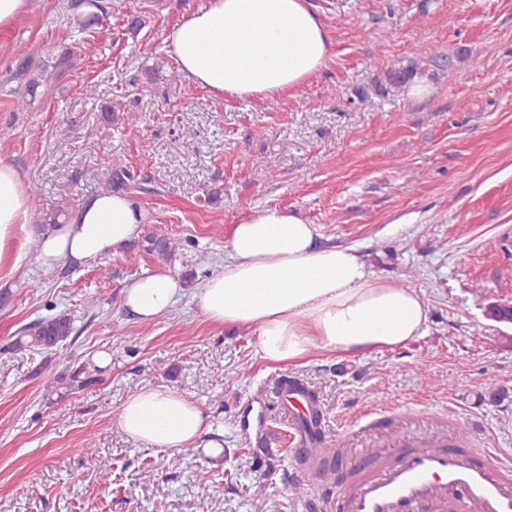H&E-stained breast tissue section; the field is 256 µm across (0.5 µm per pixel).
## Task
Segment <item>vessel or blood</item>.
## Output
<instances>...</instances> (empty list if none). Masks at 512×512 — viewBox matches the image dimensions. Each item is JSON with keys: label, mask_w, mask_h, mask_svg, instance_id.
<instances>
[{"label": "vessel or blood", "mask_w": 512, "mask_h": 512, "mask_svg": "<svg viewBox=\"0 0 512 512\" xmlns=\"http://www.w3.org/2000/svg\"><path fill=\"white\" fill-rule=\"evenodd\" d=\"M280 414L289 433L290 478H315L324 490L303 502L305 512H419L420 506L435 512H512V463L495 450L480 446L460 447L457 439L437 437L428 441L416 435L402 436L391 448L376 452L371 469L323 470L333 456L325 431L314 418L310 387L298 378L278 379ZM395 417L391 408L369 407L347 425L388 428ZM278 440L266 415H259L249 443L271 451Z\"/></svg>", "instance_id": "b4317fda"}]
</instances>
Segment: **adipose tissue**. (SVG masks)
<instances>
[{
    "instance_id": "adipose-tissue-1",
    "label": "adipose tissue",
    "mask_w": 512,
    "mask_h": 512,
    "mask_svg": "<svg viewBox=\"0 0 512 512\" xmlns=\"http://www.w3.org/2000/svg\"><path fill=\"white\" fill-rule=\"evenodd\" d=\"M163 43L181 76L216 98L292 94L331 57L326 27L307 0H208L166 28ZM30 207L18 172L0 162V265L10 260L16 227ZM142 232L135 201L104 192L42 232L37 261L48 270L79 265ZM317 238L316 226L294 210L254 211L233 225L228 259L194 288V303L211 322L254 328L272 362L393 350L425 334L429 309L416 289L377 276L357 249L322 246ZM184 292L178 276L158 272L130 282L123 304L147 322L170 312ZM119 427L163 453L198 447L206 432L194 403L152 386L126 401Z\"/></svg>"
}]
</instances>
